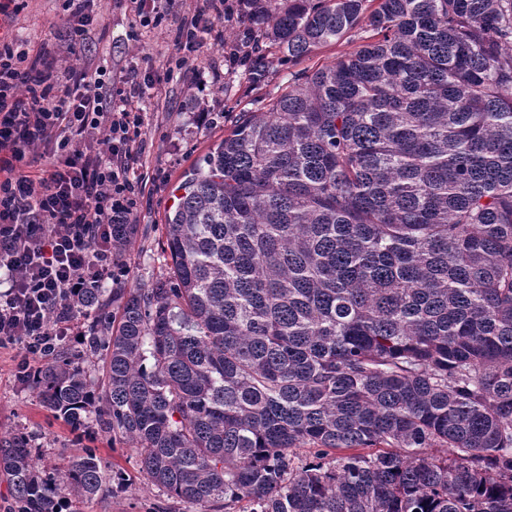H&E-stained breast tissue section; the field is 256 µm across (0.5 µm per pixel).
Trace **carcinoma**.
<instances>
[{
  "label": "carcinoma",
  "mask_w": 512,
  "mask_h": 512,
  "mask_svg": "<svg viewBox=\"0 0 512 512\" xmlns=\"http://www.w3.org/2000/svg\"><path fill=\"white\" fill-rule=\"evenodd\" d=\"M250 2L290 62L367 37L239 117L179 186L169 275L88 289L32 388L195 512H512V0ZM40 456L0 437L19 512L124 481Z\"/></svg>",
  "instance_id": "1"
}]
</instances>
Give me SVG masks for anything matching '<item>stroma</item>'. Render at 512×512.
I'll use <instances>...</instances> for the list:
<instances>
[{"instance_id": "35a3bbf8", "label": "stroma", "mask_w": 512, "mask_h": 512, "mask_svg": "<svg viewBox=\"0 0 512 512\" xmlns=\"http://www.w3.org/2000/svg\"><path fill=\"white\" fill-rule=\"evenodd\" d=\"M169 4L166 25L151 29L141 27L138 18L118 8L114 0H91L89 9L96 22L86 44L75 50L65 36L58 0H26L8 26L9 32L27 41L29 49H50L59 71L102 66L123 75L134 70L159 86L157 98L146 102L148 124L134 157L138 232L122 255L129 268L121 282L125 288L148 287L169 271L172 261L164 247L163 224L185 172L231 130L240 115L267 111L270 101L302 73L335 63L361 42L360 33L355 32L294 64L276 49L261 45L266 75L256 84L250 78L251 60L233 66L226 59L252 27L243 15L216 23L206 35L197 60L202 76L190 71L181 81L172 82L166 78V68L175 55L173 32L202 7L203 0H169ZM202 109L212 119L200 125L194 114ZM20 357V349H0V436L17 429L38 436L41 464L49 469L61 467L87 447L95 449L104 472L119 470L126 475L122 488L78 503L79 512H182V504L168 499L140 474L132 442H116L103 434L81 435L54 418L30 386L16 379Z\"/></svg>"}]
</instances>
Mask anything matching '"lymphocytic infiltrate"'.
Wrapping results in <instances>:
<instances>
[{
	"label": "lymphocytic infiltrate",
	"instance_id": "lymphocytic-infiltrate-1",
	"mask_svg": "<svg viewBox=\"0 0 512 512\" xmlns=\"http://www.w3.org/2000/svg\"><path fill=\"white\" fill-rule=\"evenodd\" d=\"M243 0H206L180 26L174 61L200 53L201 32L234 19ZM46 48L0 41V348L53 362L74 333V309L90 288L120 282L127 267L117 228L132 221L134 146L145 124L138 102L148 85L131 73L71 70L54 77ZM42 154L44 168L29 170Z\"/></svg>",
	"mask_w": 512,
	"mask_h": 512
}]
</instances>
